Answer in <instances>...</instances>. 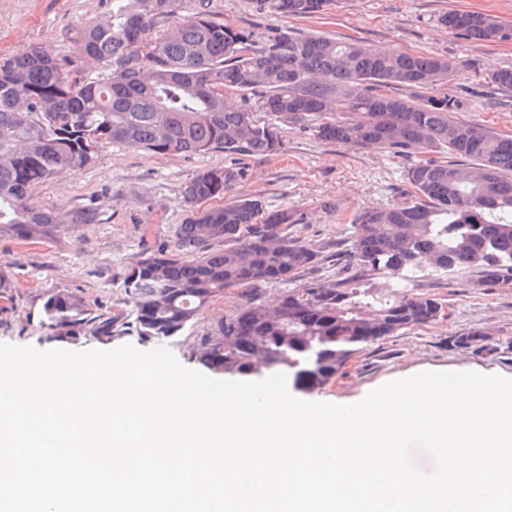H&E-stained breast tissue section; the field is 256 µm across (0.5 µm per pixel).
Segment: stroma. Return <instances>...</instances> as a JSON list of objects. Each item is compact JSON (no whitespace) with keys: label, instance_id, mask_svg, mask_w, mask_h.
I'll list each match as a JSON object with an SVG mask.
<instances>
[{"label":"stroma","instance_id":"1","mask_svg":"<svg viewBox=\"0 0 512 512\" xmlns=\"http://www.w3.org/2000/svg\"><path fill=\"white\" fill-rule=\"evenodd\" d=\"M216 18L265 35L283 18L260 10L258 0H206ZM112 0H0V59L44 46L69 60L79 30L107 16ZM486 14L512 24V0H331L327 10L290 24L301 32L353 38L382 50L427 53L458 63L461 83L473 90L462 120L512 133V92L482 83L486 72L512 67V41L485 44L438 25L448 11ZM283 148L268 157L242 160L232 196L261 202L264 210L285 209L296 219L291 235L332 253L351 234L365 208L403 199L408 158L371 149H351L317 139L287 124ZM223 153L163 156L121 144L102 148L95 164L31 186L30 200L60 214L93 213L89 224H61L43 240L0 235V273L11 287L0 297V343L40 350H110L129 344L147 351L167 345L181 364L200 369V338L231 314L240 298L215 297L183 335L144 341L121 333L101 341L90 336L62 342L40 329L42 304L50 293L77 295L93 313L126 306L127 269L145 251L174 253L177 230L188 215L184 187L200 170L222 166ZM477 274L438 275L421 269L402 275L383 272L359 285L385 295L389 284L433 295L448 307L447 320L413 327L358 354L344 372L314 393V400L351 404L379 386L425 371H475L512 378V284L477 287ZM479 338L470 344L460 338Z\"/></svg>","mask_w":512,"mask_h":512}]
</instances>
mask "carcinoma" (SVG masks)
<instances>
[{
	"label": "carcinoma",
	"mask_w": 512,
	"mask_h": 512,
	"mask_svg": "<svg viewBox=\"0 0 512 512\" xmlns=\"http://www.w3.org/2000/svg\"><path fill=\"white\" fill-rule=\"evenodd\" d=\"M185 2L112 0L105 18L84 26L74 60L102 64L109 71L102 81L39 46L0 60L1 235L37 239L56 224L90 223L85 212L66 216L31 204L29 190L91 167L106 145L267 157L281 150L289 123L322 141L413 159L408 198L358 212L349 249L333 254L336 264L362 276L419 269L429 254L439 275L477 268L484 282L512 281V135L457 117L466 108L458 64L286 25L260 43L206 10H185ZM259 2L288 19L313 17L330 0ZM159 19L171 20L170 29L156 30ZM438 22L466 39L512 41V24L491 16L449 11ZM483 82L511 91L512 68ZM238 176L218 166L187 183L183 252H144L128 267L129 312L94 314L77 296L51 294L39 327L67 340L108 341L125 330L144 340L172 338L215 297L235 290L242 303L200 338V362L219 360L214 372L239 381L284 373L294 390L311 393L383 337L444 319L435 297L403 290L382 299L357 287L356 276L329 288L311 280L267 307L264 286L293 283L326 257L288 234L295 219L286 209L267 213L243 197L206 206ZM216 242L224 248H213ZM157 298L163 311L149 321L140 307ZM228 336L235 337L229 348Z\"/></svg>",
	"instance_id": "carcinoma-1"
}]
</instances>
